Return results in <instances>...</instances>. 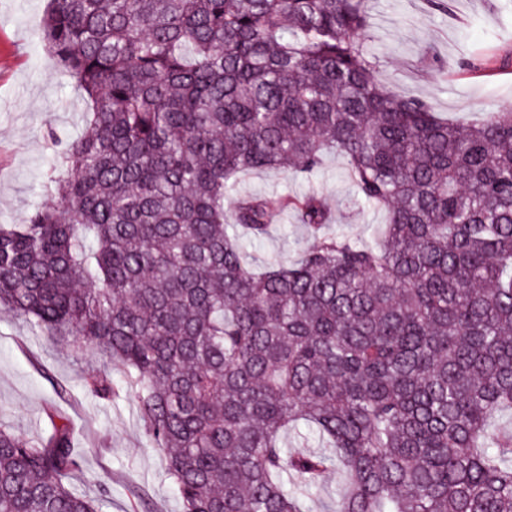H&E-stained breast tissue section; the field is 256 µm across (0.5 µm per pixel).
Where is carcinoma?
<instances>
[{
	"mask_svg": "<svg viewBox=\"0 0 512 512\" xmlns=\"http://www.w3.org/2000/svg\"><path fill=\"white\" fill-rule=\"evenodd\" d=\"M87 102L46 202L0 224V307L120 368L184 512H512V111L450 122L379 83L367 0H49ZM344 160L370 243L322 195L224 198ZM294 215L309 240L257 272ZM118 397L109 373L85 377ZM0 426V512H102L69 420ZM307 425L322 448L292 450ZM278 226L272 235L264 242L250 248L251 256L248 263L255 268H260L269 259H279L284 262L294 260L301 248L304 246L307 232L304 226L294 225L290 217H282L275 222ZM283 225L288 226L284 229Z\"/></svg>",
	"mask_w": 512,
	"mask_h": 512,
	"instance_id": "cac0c4a2",
	"label": "carcinoma"
}]
</instances>
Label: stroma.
Masks as SVG:
<instances>
[{"label":"stroma","mask_w":512,"mask_h":512,"mask_svg":"<svg viewBox=\"0 0 512 512\" xmlns=\"http://www.w3.org/2000/svg\"><path fill=\"white\" fill-rule=\"evenodd\" d=\"M47 0H0V224H21L43 201L52 150L46 128L73 138L85 103L40 39ZM366 48L378 80L392 92L429 101L451 121L476 122L512 107V0H369ZM316 188L331 206L336 230L369 239L384 215L352 211V185L339 156L328 155L314 184L286 174L254 172L242 194H301ZM304 226H281L251 250L259 268L294 260ZM92 348L46 336L24 318L0 309V424L35 439L48 429V408H61L74 430L79 469L71 488L105 496L103 512H183L153 448L133 394L112 401L91 397L83 377L106 368Z\"/></svg>","instance_id":"35a3bbf8"}]
</instances>
